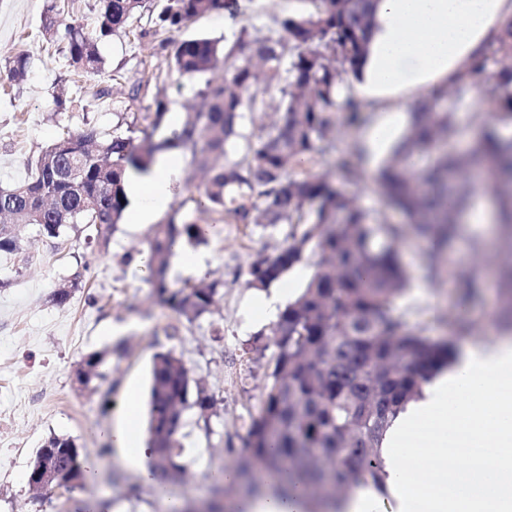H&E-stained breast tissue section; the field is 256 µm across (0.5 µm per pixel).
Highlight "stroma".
<instances>
[{"instance_id": "1", "label": "stroma", "mask_w": 512, "mask_h": 512, "mask_svg": "<svg viewBox=\"0 0 512 512\" xmlns=\"http://www.w3.org/2000/svg\"><path fill=\"white\" fill-rule=\"evenodd\" d=\"M56 5L66 24L93 29L96 0H0V186L23 181L41 151L59 134L111 130L133 122L164 98L168 109L182 113L199 103L194 83L171 66L178 44L191 36L231 43L244 26L268 28L283 16L300 13L302 0H241L235 17L216 12L182 27L163 28L156 15L142 13L127 32L98 44L101 73L73 83L64 54L66 39L43 40L41 19ZM27 55L21 83L7 77L19 55ZM65 107H57V99ZM194 189L180 187L168 212L204 224L197 252L208 258L204 283L222 287L211 314L187 323L159 302L132 257L146 252L150 226L122 223L108 249L89 244L81 230L69 228L59 238L20 229L25 249L0 256V512H168L171 500L190 503L207 495L215 472L244 451L243 420L258 405L265 383V362L241 365V354L255 332L267 329L255 304L256 289L247 286L246 270L256 253L275 254L283 233L261 227L227 224L197 205ZM428 241L410 235L400 244L403 265L412 275L409 292L396 303L408 319L423 320L427 335L453 347L488 342L498 335L499 290L495 275L475 289L468 306L449 274L429 279L418 267ZM79 278L64 305L52 300L56 286ZM473 321L469 334L444 327L443 317ZM173 350L217 398L207 423L189 421L183 481H160L145 487L136 469L114 463L104 430L117 415L127 387L148 396L155 353ZM92 353L105 356L103 378L82 385L77 371ZM247 382H240L242 370ZM72 438L83 458L96 460L94 480L52 491H32L31 463L50 435ZM114 473L116 483L103 478Z\"/></svg>"}]
</instances>
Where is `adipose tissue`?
Instances as JSON below:
<instances>
[{
	"label": "adipose tissue",
	"instance_id": "obj_1",
	"mask_svg": "<svg viewBox=\"0 0 512 512\" xmlns=\"http://www.w3.org/2000/svg\"><path fill=\"white\" fill-rule=\"evenodd\" d=\"M512 15V0H379L369 53L352 81L364 102L439 87L465 69ZM182 160L157 156L146 173L128 176L131 223L154 222L180 182ZM512 336L459 349L448 367L425 383L388 427L381 452L392 512H512ZM138 400L128 391L108 431L118 460L154 484L145 463L151 450L136 434ZM461 428L464 444L495 449L492 461L449 454L448 429ZM433 448L438 492L421 496L411 484L408 457L418 444Z\"/></svg>",
	"mask_w": 512,
	"mask_h": 512
}]
</instances>
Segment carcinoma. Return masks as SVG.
<instances>
[{
	"instance_id": "carcinoma-1",
	"label": "carcinoma",
	"mask_w": 512,
	"mask_h": 512,
	"mask_svg": "<svg viewBox=\"0 0 512 512\" xmlns=\"http://www.w3.org/2000/svg\"><path fill=\"white\" fill-rule=\"evenodd\" d=\"M148 0H98L97 26H65L74 74L97 73L103 65L98 41L126 30L148 9ZM310 9L287 16L267 30L241 27L229 46L198 36L178 46L172 70L198 79L196 95L204 107L189 112L182 127L162 140L145 135L134 143V126L118 123L112 132H67L39 155L28 179L0 190V253L22 249L15 227L34 226L39 235L57 238L67 227L83 225L86 239L105 249L128 207L125 178L148 171L156 155L174 149L190 152L193 170L208 174L196 187L211 211L226 224H255L285 230L284 246L273 256H257L247 267V285L267 288L297 266L311 269L300 292L269 332L257 333L245 353L269 360L264 394L248 411L246 450L234 462L233 484L251 493L264 487L286 497L300 486L318 498L322 512H339V502L361 488L386 492L381 441L390 420L416 398L433 371L453 351L432 342L421 320L398 313L395 302L410 285L397 244L411 232L433 237L422 253L425 275L439 271V248L464 223L478 187L490 195L495 231L512 239V139L498 127L512 121V21L450 84L428 95L412 113L406 131L374 172L388 204L405 215L404 224H387L357 204L346 186L359 168L343 163L337 177L304 167L336 152L342 128L365 123V104L352 94L368 52V32L376 0H308ZM225 0H166L157 15L180 27L224 9ZM61 21L47 7L41 34L52 42ZM232 60L224 75L214 76ZM477 92L482 108L468 146L455 148L461 136L456 112ZM439 100L446 109H436ZM271 110L277 120L246 131V112ZM77 165L96 206L72 193L61 172ZM200 243L204 229L170 218L149 239L154 293L187 322L211 312L219 282L205 287L170 288L166 273L174 248ZM478 260L455 273L462 297L484 271L485 252L473 239ZM105 355L93 353L78 370L87 385L102 376ZM214 394L170 350L154 355L148 420V446L155 473L177 480L181 430L190 411L204 416ZM57 464L65 471L73 458L72 439L53 434Z\"/></svg>"
}]
</instances>
